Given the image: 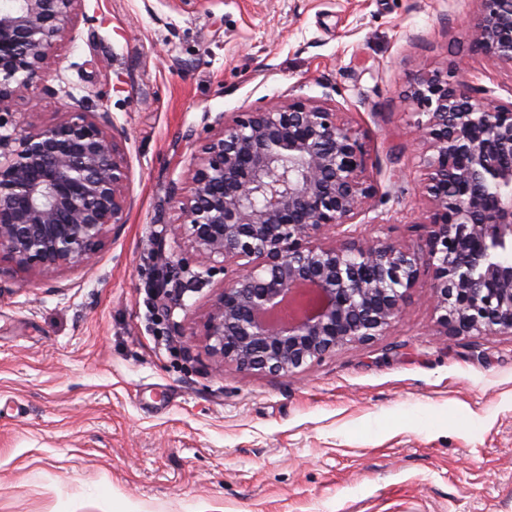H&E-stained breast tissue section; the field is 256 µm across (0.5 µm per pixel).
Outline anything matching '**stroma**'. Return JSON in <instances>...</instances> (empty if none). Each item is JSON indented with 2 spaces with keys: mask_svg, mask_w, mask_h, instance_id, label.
<instances>
[{
  "mask_svg": "<svg viewBox=\"0 0 512 512\" xmlns=\"http://www.w3.org/2000/svg\"><path fill=\"white\" fill-rule=\"evenodd\" d=\"M479 0H83L37 105L110 113L127 224L95 259L0 273V512H512V336L435 338L423 276L405 318L284 378L217 369L200 325L221 276L154 294L173 189L217 117L269 100L336 105L376 194L357 231L420 242L428 204L414 79L489 100L512 70L472 50Z\"/></svg>",
  "mask_w": 512,
  "mask_h": 512,
  "instance_id": "1",
  "label": "stroma"
}]
</instances>
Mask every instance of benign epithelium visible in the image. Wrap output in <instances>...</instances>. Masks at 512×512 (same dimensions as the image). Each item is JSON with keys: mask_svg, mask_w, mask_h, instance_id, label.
Wrapping results in <instances>:
<instances>
[{"mask_svg": "<svg viewBox=\"0 0 512 512\" xmlns=\"http://www.w3.org/2000/svg\"><path fill=\"white\" fill-rule=\"evenodd\" d=\"M78 0H0V129L18 99L53 77L50 50L72 33ZM474 51L512 69V0H479ZM404 101L422 119L423 193L416 249L336 230L375 194L368 154L344 113L307 98L219 116L177 197L176 256L157 248L154 282L174 270L224 274L203 322L218 369L287 377L405 316L421 275L434 279L438 335L512 336V100L487 102L440 73ZM108 112L0 133V264L48 275L91 262L126 223L130 175Z\"/></svg>", "mask_w": 512, "mask_h": 512, "instance_id": "7a95c632", "label": "benign epithelium"}]
</instances>
